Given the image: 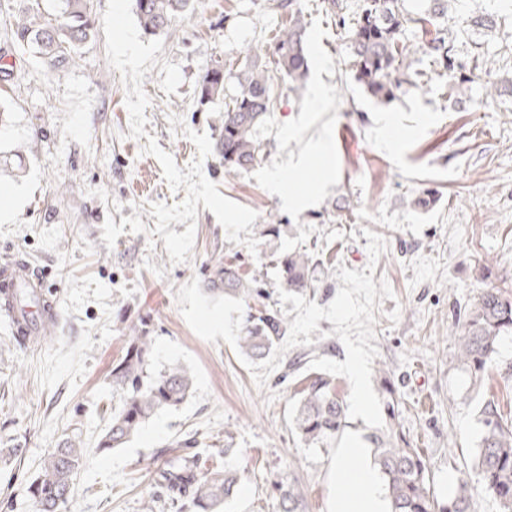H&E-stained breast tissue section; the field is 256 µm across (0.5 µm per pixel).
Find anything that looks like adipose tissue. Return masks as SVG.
Listing matches in <instances>:
<instances>
[{"label": "adipose tissue", "mask_w": 512, "mask_h": 512, "mask_svg": "<svg viewBox=\"0 0 512 512\" xmlns=\"http://www.w3.org/2000/svg\"><path fill=\"white\" fill-rule=\"evenodd\" d=\"M365 451L349 440L334 463L338 493L333 512H383L374 470L364 463Z\"/></svg>", "instance_id": "ef3b65f1"}]
</instances>
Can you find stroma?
<instances>
[{
	"label": "stroma",
	"instance_id": "stroma-1",
	"mask_svg": "<svg viewBox=\"0 0 512 512\" xmlns=\"http://www.w3.org/2000/svg\"><path fill=\"white\" fill-rule=\"evenodd\" d=\"M301 4L310 47L303 96L274 82L273 110L256 131L264 151L252 167L228 175L216 156L203 163L222 195L257 212L258 250L228 241L202 208L193 251L174 264L163 238L145 232L124 233L107 247L103 224L137 214L151 229L152 203L184 199L142 148L153 137L179 168L196 159L195 145L172 132L173 115L218 137L224 104H200L198 82L222 63L226 85L234 86L250 50L272 65L273 39L288 19L279 0H198L194 14L163 35L158 63L144 77L150 102L140 139L130 135L125 88L107 62L104 32L76 62L53 67L23 49L14 30L35 12L55 17L59 0H0V63L21 71L0 79V102L10 111L0 126V186L16 193L0 213V260L19 256L37 267L57 309L52 339L31 348L16 345L11 324L0 318V447L24 451L21 461L0 468V500L11 501L13 512H28L41 458L72 430L89 457L68 512H142L164 448L190 438L198 448H220L228 431L235 448L229 464L242 481L227 512H281L280 480L299 489L308 512H332L339 446L304 444L292 410L310 374L296 356L346 359L333 323L320 320L312 345L288 350L260 387L233 347L195 334L176 302L180 287L203 278L217 253L243 275L261 272L272 305L292 310L280 302L271 273L276 253L293 251L312 256L316 281L305 297L322 307L342 285L340 268L374 266L372 366L386 371L396 391L407 441L425 457L438 497L463 479L471 512H501L475 456L488 402L512 421V336L502 338L491 374L475 386L456 357L454 321L485 288L486 258H497L512 283V5L454 0L444 26L460 61L472 64L481 53L493 62L461 98L448 97L435 77L381 103L354 81L345 34L323 0ZM476 16L496 23L470 25ZM426 192L433 203L412 206ZM270 224L281 227L274 253L262 243ZM370 231L387 243L374 265ZM141 315L151 318L153 368L181 363L194 386L178 410L154 416L126 447L101 456L96 446L112 403L107 375L128 325Z\"/></svg>",
	"mask_w": 512,
	"mask_h": 512
}]
</instances>
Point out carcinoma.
Segmentation results:
<instances>
[{"mask_svg":"<svg viewBox=\"0 0 512 512\" xmlns=\"http://www.w3.org/2000/svg\"><path fill=\"white\" fill-rule=\"evenodd\" d=\"M134 12L146 35L169 33L177 18L194 11V0H133ZM402 0H362L356 16H339L350 45L349 66L354 80L371 97L389 103L408 87L421 85L423 73L415 68L414 56L428 57L442 76L450 79L451 94L458 93L463 82L454 81V72L463 68L448 44L447 32L440 20L448 15V0H428L427 9L407 19L400 7ZM288 12V22L275 36V70L288 90L299 93L309 73L306 24L300 0H280ZM422 30L434 28L435 35L414 46L408 44L406 21ZM96 20L89 0H62L58 15L39 22L27 18L16 26V36L30 46L38 57L52 65L66 63L80 55L94 37ZM268 71L248 54L233 90L224 84V66L207 69L197 85L200 102L224 100L222 128L215 152L224 161V173L230 175L251 167L262 152L255 138L257 128L272 111V84ZM282 286L301 293L311 287L312 257L306 252L279 256ZM205 290L216 296L243 299L247 314L239 337L242 354L256 362L269 357L288 332V318L266 302L267 294L258 285V275H240L224 264L220 255L211 257L204 280ZM29 300L19 289L0 292V308L15 309ZM46 322L36 335L29 327L18 326L15 341L38 346L52 338L55 322L51 306L42 301ZM150 319L140 317L128 326L122 355L112 363V390L119 403L112 406L107 428L97 448L107 454L124 447L152 417L176 410L193 388L192 372L175 363L154 372L150 369L153 336ZM512 335V289L492 285L484 289L457 324L454 338L457 357L478 384L483 381L498 345ZM381 394L386 413L385 428L367 436L374 463L382 474L388 512H471L468 485L461 481L446 498L431 490L428 464L418 449L410 446L399 429L400 402L384 370ZM293 425L300 439L323 447L336 440L348 427L346 408L331 379L316 373L308 378L301 398L293 410ZM87 461L86 448L73 433L63 436L56 447L41 459L29 485V512H64L71 500L73 481ZM476 468L488 489L499 499L503 512H512V425L503 421L496 405L483 411ZM156 482L166 502L179 512H225L240 485L236 470L221 461V452L191 450L187 443L176 442L165 449V460L155 472ZM282 512H307L308 504L294 484L276 482Z\"/></svg>","mask_w":512,"mask_h":512,"instance_id":"1","label":"carcinoma"}]
</instances>
